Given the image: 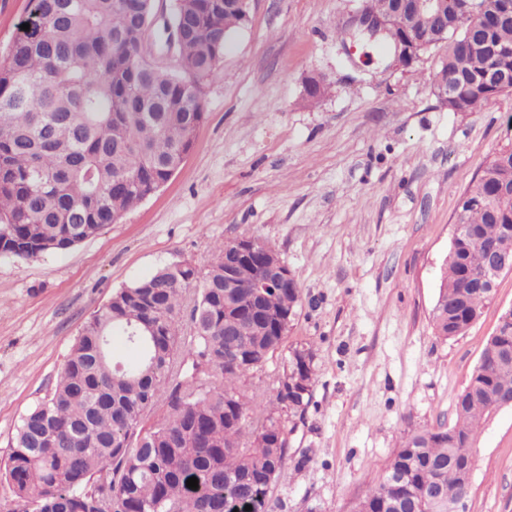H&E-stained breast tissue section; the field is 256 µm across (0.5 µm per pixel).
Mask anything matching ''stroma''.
I'll use <instances>...</instances> for the list:
<instances>
[{
  "instance_id": "obj_1",
  "label": "stroma",
  "mask_w": 512,
  "mask_h": 512,
  "mask_svg": "<svg viewBox=\"0 0 512 512\" xmlns=\"http://www.w3.org/2000/svg\"><path fill=\"white\" fill-rule=\"evenodd\" d=\"M361 0H252L202 85L206 119L171 179L118 223L64 252L0 256V460L27 409L54 389L74 339L113 292L161 266H206L252 236L293 271L302 306L289 345L314 352L304 413L284 414L275 512H350L417 429L454 400L503 311L512 273L461 336L435 335L461 195L512 143V94L451 112L434 93L441 50L410 66L344 45ZM324 80L317 99L309 78ZM467 512H512V407L477 436Z\"/></svg>"
}]
</instances>
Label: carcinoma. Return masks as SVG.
Wrapping results in <instances>:
<instances>
[{"instance_id": "cac0c4a2", "label": "carcinoma", "mask_w": 512, "mask_h": 512, "mask_svg": "<svg viewBox=\"0 0 512 512\" xmlns=\"http://www.w3.org/2000/svg\"><path fill=\"white\" fill-rule=\"evenodd\" d=\"M215 2L174 0L170 17L187 32L183 71L205 80L243 24ZM454 6L443 0L447 32L423 25L431 47L445 52L438 74L450 79L448 111L475 112L506 94L480 78L490 68L512 75V17L488 10L459 31ZM154 8V0H30V29L18 30L0 58V256L36 258L95 236L168 182L193 148L190 134L206 115L201 97L179 72L141 56L136 20ZM458 211L476 237L451 242L441 267L431 320L445 340L464 334L494 299L493 290L466 287L464 274L482 273L484 244L512 224V145L495 152ZM300 304L298 288L263 299L274 317ZM282 331L261 336L245 315L224 310L222 242L200 270L168 264L115 290L75 339L54 390L21 416L0 472L10 490L0 512L37 498L42 509L30 512H274L271 489L288 452L276 410L301 413L310 401L286 404L282 378L314 380L312 349L286 347ZM115 337L135 360L114 355ZM238 344L250 359L225 365V350ZM505 346L512 330L501 323L455 397L454 422L407 435L352 512H448L470 495L465 455L482 420L512 399ZM285 348L265 387L246 383ZM227 408L240 423L224 421Z\"/></svg>"}]
</instances>
